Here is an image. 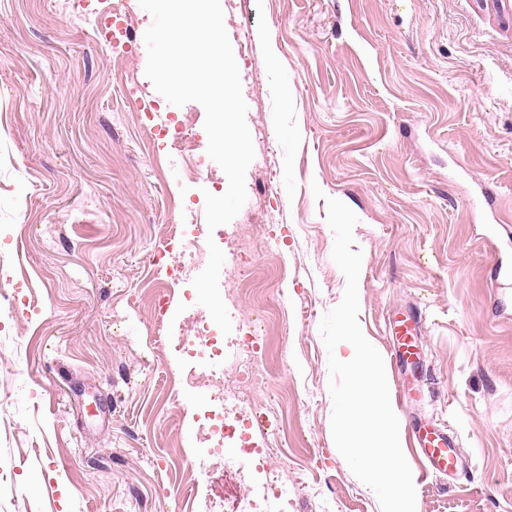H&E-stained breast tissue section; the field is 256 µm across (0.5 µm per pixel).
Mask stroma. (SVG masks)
I'll list each match as a JSON object with an SVG mask.
<instances>
[{"label":"stroma","mask_w":512,"mask_h":512,"mask_svg":"<svg viewBox=\"0 0 512 512\" xmlns=\"http://www.w3.org/2000/svg\"><path fill=\"white\" fill-rule=\"evenodd\" d=\"M114 70L99 0H0V512H234L259 479L234 442L209 467L198 407L220 401L172 340L205 314L165 287V224H205L217 163L151 153L175 105L145 74L151 15ZM255 158L223 227L254 287L232 325L264 321L265 385L241 388L262 447L287 460L288 512H381L331 433L319 326L346 279L326 197L357 216L359 323L389 357L387 318L423 323L421 402L387 370L399 422L457 437L464 468L416 484L419 512H512V0H222ZM273 65H265L267 53Z\"/></svg>","instance_id":"obj_1"}]
</instances>
